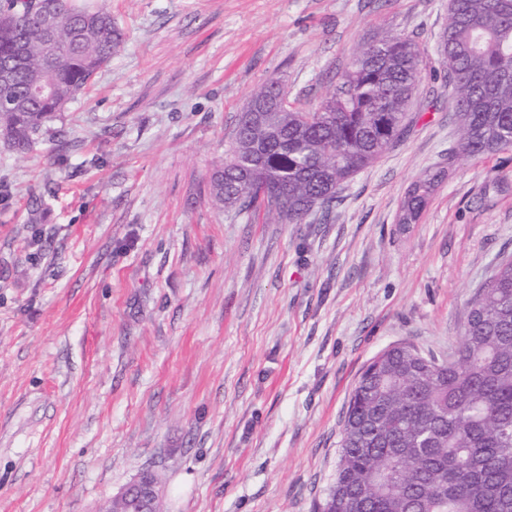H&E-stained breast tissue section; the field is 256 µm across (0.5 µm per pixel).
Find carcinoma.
<instances>
[{
    "instance_id": "1",
    "label": "carcinoma",
    "mask_w": 512,
    "mask_h": 512,
    "mask_svg": "<svg viewBox=\"0 0 512 512\" xmlns=\"http://www.w3.org/2000/svg\"><path fill=\"white\" fill-rule=\"evenodd\" d=\"M53 11L68 46L45 63L39 11ZM122 33L90 0H0V140L26 152L48 123L112 60ZM455 89L461 148L512 150V0H449L437 49ZM421 51L407 37L362 44L340 82L311 110L267 107L250 95L233 130L214 198L239 213L299 224L329 210L342 186L406 128ZM440 178L408 189L399 223H414ZM512 512V259L470 301L456 357L410 345L385 350L350 396L336 481L322 512Z\"/></svg>"
}]
</instances>
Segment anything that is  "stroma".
Wrapping results in <instances>:
<instances>
[{"instance_id": "1", "label": "stroma", "mask_w": 512, "mask_h": 512, "mask_svg": "<svg viewBox=\"0 0 512 512\" xmlns=\"http://www.w3.org/2000/svg\"><path fill=\"white\" fill-rule=\"evenodd\" d=\"M106 3L111 62L28 153L0 144V512H98L146 468L162 512H315L363 368L454 349L512 258V150H460L448 0ZM397 34L421 50L405 134L330 220L215 204L255 89L314 108ZM440 174V171L428 174L411 185L407 191L402 206V211L399 217L400 223L412 224L418 219L429 195L433 191L436 183H438L441 176Z\"/></svg>"}]
</instances>
